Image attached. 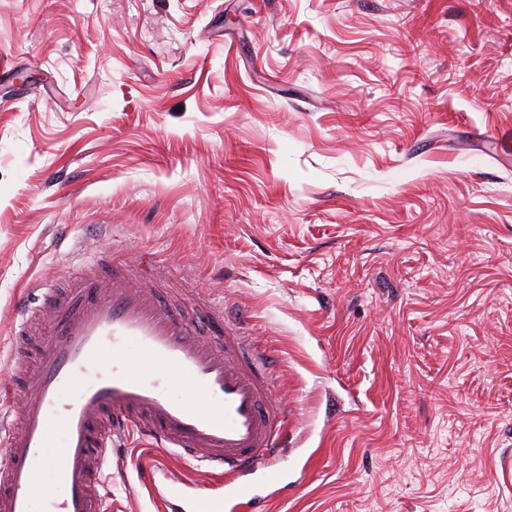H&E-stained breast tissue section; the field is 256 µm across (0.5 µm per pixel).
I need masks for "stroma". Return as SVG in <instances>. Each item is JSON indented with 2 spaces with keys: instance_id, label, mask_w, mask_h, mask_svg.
I'll return each instance as SVG.
<instances>
[{
  "instance_id": "obj_1",
  "label": "stroma",
  "mask_w": 512,
  "mask_h": 512,
  "mask_svg": "<svg viewBox=\"0 0 512 512\" xmlns=\"http://www.w3.org/2000/svg\"><path fill=\"white\" fill-rule=\"evenodd\" d=\"M85 254L250 316L267 512H512V0H0V376Z\"/></svg>"
}]
</instances>
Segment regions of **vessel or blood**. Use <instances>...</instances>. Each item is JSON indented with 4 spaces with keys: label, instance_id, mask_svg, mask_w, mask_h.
<instances>
[{
    "label": "vessel or blood",
    "instance_id": "1",
    "mask_svg": "<svg viewBox=\"0 0 512 512\" xmlns=\"http://www.w3.org/2000/svg\"><path fill=\"white\" fill-rule=\"evenodd\" d=\"M65 288L45 284L51 337L22 368L26 324L14 332L0 379V512H33L37 477L52 472L46 512H102L101 473L112 442L134 433L209 476L201 487L172 477L159 493L172 512H257L254 476L277 482L284 420L272 394L278 363L255 346L248 318L204 296L182 311L129 265L90 260ZM216 328L204 336L202 322ZM64 437L47 453L52 416Z\"/></svg>",
    "mask_w": 512,
    "mask_h": 512
}]
</instances>
